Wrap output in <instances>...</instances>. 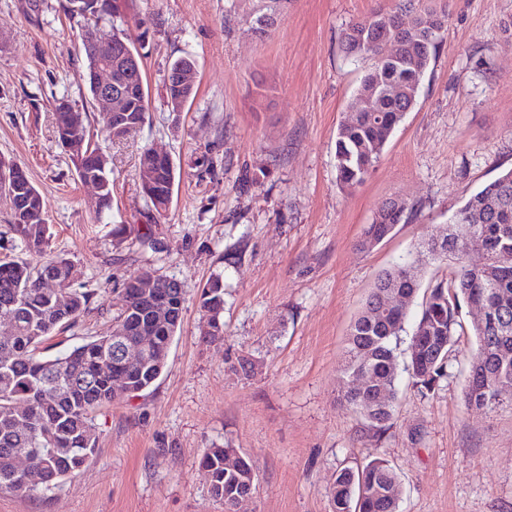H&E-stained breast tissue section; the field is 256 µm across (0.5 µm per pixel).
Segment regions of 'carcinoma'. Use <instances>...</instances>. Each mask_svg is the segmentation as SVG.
<instances>
[{
  "instance_id": "cac0c4a2",
  "label": "carcinoma",
  "mask_w": 512,
  "mask_h": 512,
  "mask_svg": "<svg viewBox=\"0 0 512 512\" xmlns=\"http://www.w3.org/2000/svg\"><path fill=\"white\" fill-rule=\"evenodd\" d=\"M98 0H67V10L95 29L102 21L114 23L119 14L116 0L100 10L88 5ZM443 22L435 9L413 10L412 0H401L396 10L372 13L351 24L343 33L347 57L368 60L371 65L357 88L354 113L342 120L336 133V181L343 190L362 184L378 162L396 128L415 105L412 92L420 88L441 37L434 29ZM125 40L117 28L95 42L82 44L86 59L85 87L94 98L97 63L105 54L112 64L123 61L118 52ZM127 115L121 121L129 130L147 120V87L143 72L129 74L124 86ZM195 87L172 84L166 88L172 111H181L194 96ZM56 133L61 144L83 142L80 156L71 158L80 181L99 187V212L112 209L109 158L92 143L86 113L73 110L65 99L55 105ZM8 164L13 177L0 184L11 203L8 232L14 249L42 251L51 238L47 205L23 168ZM138 178L151 184L145 196L157 213L168 210L176 180L170 157L140 155ZM413 206L404 200L384 201L366 225L358 247L368 250L373 241L389 237L407 218ZM457 213L466 224H448L438 238L448 240V250L437 255L450 260V278L423 284V270L403 262L384 272L375 282L366 304L351 325L342 365V399L359 411L370 425L386 429L397 399L396 350L406 332L404 308L386 316L376 315L384 301V284L397 287L411 299L422 298L421 312L409 341L410 358L405 370L419 390H430L445 374L454 336L462 327V306L485 311L481 325H471L476 347L469 361L464 401L468 408L492 410L498 384L512 385V169L471 195ZM478 249L485 263L473 267L466 252ZM52 278L64 286L68 301L61 304L42 288ZM177 280L157 269L142 272L125 288V302L112 328L54 355L46 354V342L56 332L75 326L89 311L94 291L86 288L83 273L71 260L55 256L33 266L10 252L0 254V323L12 325L10 337L0 336V490L21 496L53 492L84 467L94 454V413L124 397L146 390L162 375L170 346L182 321L184 289ZM201 307L216 312L218 323H207L204 335L224 339V284L216 274L199 286ZM153 329L154 343L136 364L116 362L113 337L120 334L126 345L139 344L140 324ZM358 373L369 374L373 388L361 394L352 386ZM25 452L42 475L35 487L14 476L16 456ZM226 448H208L201 464L210 475L212 495L224 503V512H235L237 497L254 488L256 472L251 460L236 471L224 470ZM398 475L383 459H372L356 468L336 473L331 498L334 512H398L399 498L392 489Z\"/></svg>"
}]
</instances>
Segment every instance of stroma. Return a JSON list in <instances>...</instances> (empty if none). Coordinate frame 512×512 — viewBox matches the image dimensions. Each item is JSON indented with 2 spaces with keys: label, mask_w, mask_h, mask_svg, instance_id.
<instances>
[{
  "label": "stroma",
  "mask_w": 512,
  "mask_h": 512,
  "mask_svg": "<svg viewBox=\"0 0 512 512\" xmlns=\"http://www.w3.org/2000/svg\"><path fill=\"white\" fill-rule=\"evenodd\" d=\"M397 2L120 0L121 28L143 54L149 118L113 141L81 80L83 20L66 0H0V156L26 170L52 232L45 252L25 258H68L96 291L53 350L106 332L125 282L146 269L187 290L162 376L97 412L90 464L45 497L0 492V512H224L200 466L214 446L256 467L239 512H332L337 471L375 458L400 478L399 512H512V403L483 412L464 402L474 336L458 337L432 390L399 373L385 430L341 400L347 334L377 276L420 260L419 244L512 168V0H422L447 18L417 102L365 181L339 188L336 132L364 74L342 35ZM265 14L273 24L254 30ZM187 55L197 93L174 112L167 74ZM62 97L90 113L92 140L109 157V212L56 137ZM145 148L176 166L161 215L136 176ZM390 197L413 203L408 221L358 249ZM119 224L150 245H115ZM216 273L224 339L211 343L196 293ZM243 357L247 376L231 369Z\"/></svg>",
  "instance_id": "35a3bbf8"
}]
</instances>
